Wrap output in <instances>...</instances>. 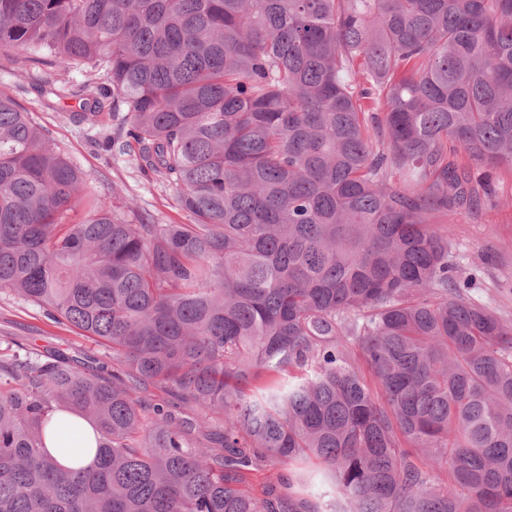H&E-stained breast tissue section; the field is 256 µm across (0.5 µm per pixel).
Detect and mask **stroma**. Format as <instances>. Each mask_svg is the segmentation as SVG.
Returning a JSON list of instances; mask_svg holds the SVG:
<instances>
[{
  "label": "stroma",
  "instance_id": "obj_1",
  "mask_svg": "<svg viewBox=\"0 0 512 512\" xmlns=\"http://www.w3.org/2000/svg\"><path fill=\"white\" fill-rule=\"evenodd\" d=\"M60 78L54 69H33L18 63L14 52L0 51V91L11 95L48 129L90 188L133 201L158 223H186L185 213L174 205L172 190L142 176L129 158H116L104 150V127L111 124V113L103 114L99 127L72 121V112L79 109L78 99L51 93ZM450 243L460 268L477 276L471 295L512 320L511 171L498 172L492 198L480 213L457 211ZM18 343L41 352L56 348L91 358L104 355L102 347L77 330L53 323L39 309L0 292V359L10 356L12 346Z\"/></svg>",
  "mask_w": 512,
  "mask_h": 512
}]
</instances>
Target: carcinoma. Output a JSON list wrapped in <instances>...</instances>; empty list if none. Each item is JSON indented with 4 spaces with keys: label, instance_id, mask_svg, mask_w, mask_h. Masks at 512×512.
I'll use <instances>...</instances> for the list:
<instances>
[{
    "label": "carcinoma",
    "instance_id": "cac0c4a2",
    "mask_svg": "<svg viewBox=\"0 0 512 512\" xmlns=\"http://www.w3.org/2000/svg\"><path fill=\"white\" fill-rule=\"evenodd\" d=\"M0 50L103 77L72 119L112 98L188 217L89 190L0 92V291L107 358L0 360V512H512V321L448 250L492 191L448 146L512 168V0H0ZM94 444L93 427L87 421L71 413L54 416L47 432L46 445L64 468H87L93 465L94 451L84 448ZM287 468L288 465L282 464L262 466L247 475L246 482L243 486L253 494L261 495L265 486L274 483L277 475L286 472Z\"/></svg>",
    "mask_w": 512,
    "mask_h": 512
}]
</instances>
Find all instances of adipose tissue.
<instances>
[{"instance_id": "adipose-tissue-1", "label": "adipose tissue", "mask_w": 512, "mask_h": 512, "mask_svg": "<svg viewBox=\"0 0 512 512\" xmlns=\"http://www.w3.org/2000/svg\"><path fill=\"white\" fill-rule=\"evenodd\" d=\"M93 427L76 414L59 413L54 416L47 432L46 445L62 467L87 468L93 465Z\"/></svg>"}]
</instances>
